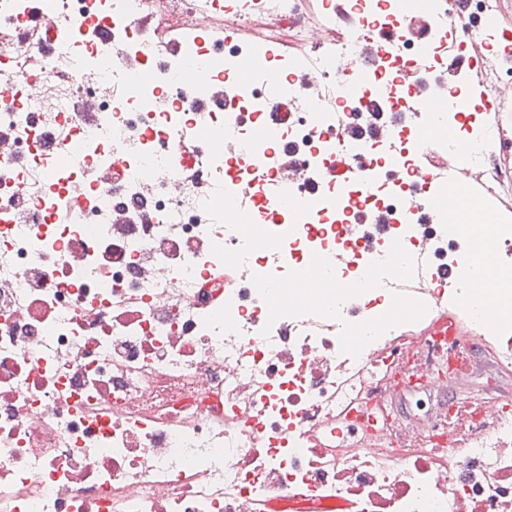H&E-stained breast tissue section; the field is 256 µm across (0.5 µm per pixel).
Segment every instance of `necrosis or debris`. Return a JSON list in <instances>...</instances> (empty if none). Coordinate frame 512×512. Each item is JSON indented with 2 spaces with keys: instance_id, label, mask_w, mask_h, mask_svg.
Wrapping results in <instances>:
<instances>
[{
  "instance_id": "1",
  "label": "necrosis or debris",
  "mask_w": 512,
  "mask_h": 512,
  "mask_svg": "<svg viewBox=\"0 0 512 512\" xmlns=\"http://www.w3.org/2000/svg\"><path fill=\"white\" fill-rule=\"evenodd\" d=\"M159 0H0V68L21 80L0 91V512H243L278 496L326 512H512V402L493 426L473 416L459 438L433 415L436 395L420 366L464 388L477 362L454 337L428 336L398 350L406 327L396 288L414 272L422 244L415 231V187L383 179L394 159L414 165L434 128L461 122L458 86L448 104L426 112L397 140H344L339 119L367 123L397 112L398 63L445 65L438 30L396 31L393 0H355L358 36L387 45L369 68L350 40L318 47L303 60L315 94L297 77L246 74L234 112H210L207 131L231 143L237 179L255 189V235L224 215V161L175 156L196 124L190 103L212 82L237 72L241 49L191 36L166 57L136 20ZM72 16L79 31L41 30L43 61L16 50L40 13ZM148 76L133 79L131 65ZM203 80H180L188 65ZM281 114L279 141L317 169L337 152L368 155L372 182L357 205L392 216L387 236L363 244L347 235V203L335 186L293 189L295 206L268 194L281 181L273 140L255 134L270 105ZM69 145L56 160V144ZM445 151L484 167L512 141ZM108 180L88 189L55 221L49 191L66 192L87 166ZM456 194L434 198L429 243L447 259L458 225ZM481 220L499 263L512 277V226L492 210ZM341 249L320 299L277 295L275 284L302 276L313 260ZM238 269L243 288L210 278ZM450 304L476 322L496 321L512 350V289L476 287L469 268L448 286ZM353 344H344V337ZM385 351L375 360L376 351ZM426 405L397 414L404 396ZM358 414L336 431L347 405Z\"/></svg>"
}]
</instances>
